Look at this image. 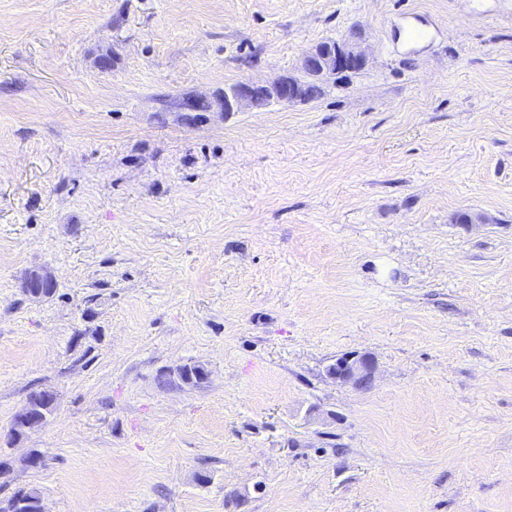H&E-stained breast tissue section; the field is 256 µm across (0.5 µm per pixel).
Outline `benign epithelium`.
I'll list each match as a JSON object with an SVG mask.
<instances>
[{"mask_svg": "<svg viewBox=\"0 0 512 512\" xmlns=\"http://www.w3.org/2000/svg\"><path fill=\"white\" fill-rule=\"evenodd\" d=\"M362 36H348L331 42L313 45L301 58L300 76H284L271 83L240 81L224 90L217 101L207 97L192 96L183 99L178 111L186 120L194 119V112H210L219 108L224 113L243 109H262L274 103H297L311 100V89L323 85L328 79L345 72L362 69L367 55L360 46ZM24 292L32 296L43 295V289L54 288L56 283L46 271L31 272L23 283ZM339 370L334 379L357 389L369 388L374 380L375 362L368 355H350L337 361ZM35 400L27 397L24 407L16 413L11 431L35 427L39 419L32 415Z\"/></svg>", "mask_w": 512, "mask_h": 512, "instance_id": "1", "label": "benign epithelium"}]
</instances>
